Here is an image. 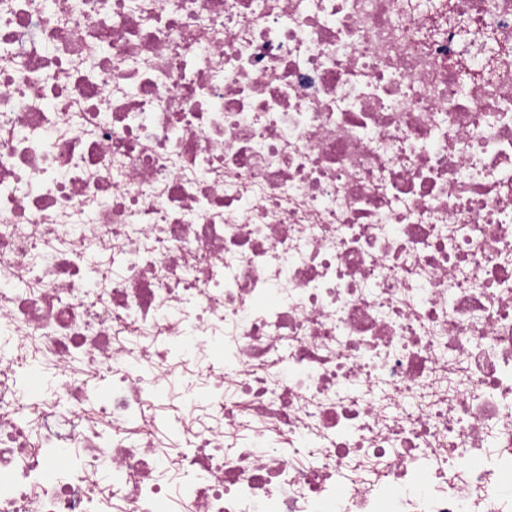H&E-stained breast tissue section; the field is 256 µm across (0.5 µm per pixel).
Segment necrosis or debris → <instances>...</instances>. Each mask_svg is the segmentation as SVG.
I'll return each instance as SVG.
<instances>
[{
    "instance_id": "necrosis-or-debris-1",
    "label": "necrosis or debris",
    "mask_w": 512,
    "mask_h": 512,
    "mask_svg": "<svg viewBox=\"0 0 512 512\" xmlns=\"http://www.w3.org/2000/svg\"><path fill=\"white\" fill-rule=\"evenodd\" d=\"M0 342V512H512V0H0Z\"/></svg>"
}]
</instances>
